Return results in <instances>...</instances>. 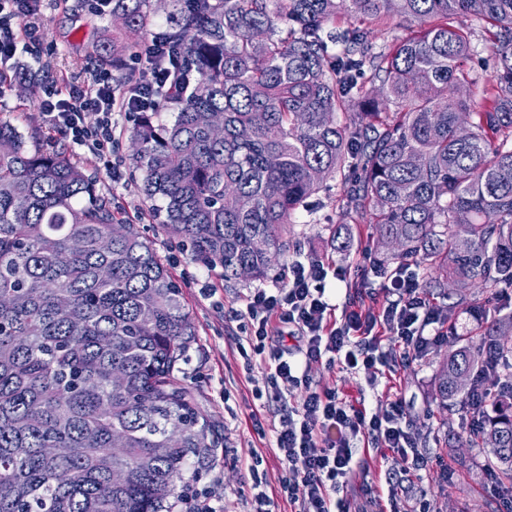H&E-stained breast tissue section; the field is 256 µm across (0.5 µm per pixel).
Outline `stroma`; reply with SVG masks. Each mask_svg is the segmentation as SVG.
<instances>
[{"mask_svg": "<svg viewBox=\"0 0 512 512\" xmlns=\"http://www.w3.org/2000/svg\"><path fill=\"white\" fill-rule=\"evenodd\" d=\"M36 21L42 30V43L52 53L36 74L35 86H13L7 90L0 100V119L10 121L25 137L29 148L43 153L62 152L92 173L98 192L111 197L118 211L137 225L181 285L195 335L179 363L176 382L194 392L200 409L218 425L224 439L214 465L202 471L195 490L223 501L224 512H252L253 484L256 472L260 471L265 475L264 488L270 497L271 512H291V503L280 491L282 468L273 439L259 437L252 427L253 412H260L262 419L270 423L279 420L283 409L275 402L261 406L255 398V389L266 384L268 368L257 360L245 364L231 315L244 309L251 288L260 284L269 287L283 280L289 258L328 256L343 267L353 266L359 251L375 252V230L372 225L357 224L348 218V187L333 181L329 192L313 196L308 209L296 214L288 233V259L280 260L262 280L225 282L223 269L192 256L183 247L180 236L164 226L162 216L146 201L143 176L131 156L129 130L121 132L113 156L116 168L111 171L97 155L71 147L67 138L54 132L41 109L47 83L75 80L84 75L88 65L98 62L96 45L112 39L111 15L91 14L86 0H44ZM340 226L348 228L350 234V244L343 250L338 249L335 241ZM207 288L212 289V296H204ZM447 351V344H440L422 360L380 378L374 389L358 376L328 369L321 363L312 364L310 374L319 388L338 389L371 414L380 412L386 397L401 396L406 402L409 422L422 434V447L447 452L446 463L432 460L420 474H409L406 490L398 498L401 512H411L416 497L423 494L436 512H498L496 488L500 475L491 468L494 458L489 449L448 445L437 431L444 419L454 431L466 428L458 403L442 408L433 398L434 373ZM257 457L262 463L254 472L250 466Z\"/></svg>", "mask_w": 512, "mask_h": 512, "instance_id": "35a3bbf8", "label": "stroma"}]
</instances>
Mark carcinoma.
<instances>
[{"mask_svg": "<svg viewBox=\"0 0 512 512\" xmlns=\"http://www.w3.org/2000/svg\"><path fill=\"white\" fill-rule=\"evenodd\" d=\"M172 2L165 34L190 86L159 99L172 122L143 112L130 132L167 226L225 282L259 279L287 252L294 213L329 180L353 184L346 211L391 246L381 264L452 282L486 321L478 344L453 337L434 375L439 405L465 402L486 349L512 357V320L466 294L512 286V0ZM112 15L125 39L99 50L121 74L151 0H112ZM394 16L420 27L378 51L372 34ZM466 19L496 48L474 108L457 96ZM193 335L181 285L94 177L1 121L0 512H173L222 444L175 383ZM480 444L512 473V391Z\"/></svg>", "mask_w": 512, "mask_h": 512, "instance_id": "1", "label": "carcinoma"}]
</instances>
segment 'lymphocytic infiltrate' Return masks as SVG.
Segmentation results:
<instances>
[{
  "mask_svg": "<svg viewBox=\"0 0 512 512\" xmlns=\"http://www.w3.org/2000/svg\"><path fill=\"white\" fill-rule=\"evenodd\" d=\"M41 0H0V83L9 84L20 65L17 28L37 14ZM181 51L155 36L139 51V69L116 86L107 64L89 67L82 80L52 85L41 107L52 129L104 161L116 149L115 114L135 117L157 107V94L182 78ZM345 280L346 271L326 259L292 260L285 284L252 289L243 310L234 314L237 329L250 351L245 361L260 358L271 374L266 395L287 402L302 393L301 403L272 428L283 467L280 478L294 512H351L348 493L359 469L355 444L368 441L398 455L408 472L428 464L416 432L406 422L402 398L386 399L381 412L370 415L338 391L318 389L309 376L312 363L363 377L377 388L383 369H396L428 356L448 334V319L424 293L412 265L389 269L363 257L356 284L379 286L386 303L375 309L363 300L346 298L331 304L329 278ZM496 353H488L477 373L466 409L483 415L490 398L512 381L497 373Z\"/></svg>",
  "mask_w": 512,
  "mask_h": 512,
  "instance_id": "obj_1",
  "label": "lymphocytic infiltrate"
}]
</instances>
